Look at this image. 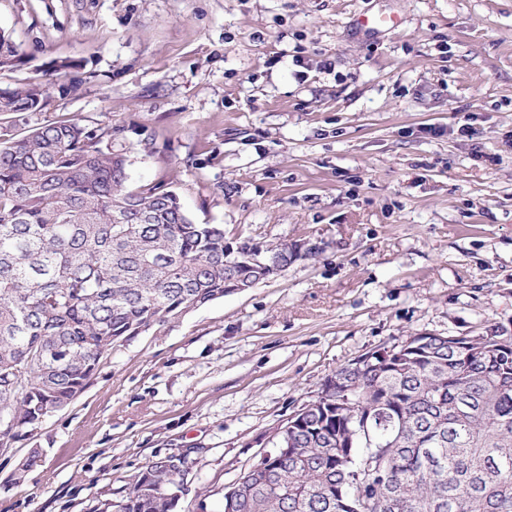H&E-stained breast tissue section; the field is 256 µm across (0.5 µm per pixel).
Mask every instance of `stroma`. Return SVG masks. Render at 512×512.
<instances>
[{"label":"stroma","instance_id":"1","mask_svg":"<svg viewBox=\"0 0 512 512\" xmlns=\"http://www.w3.org/2000/svg\"><path fill=\"white\" fill-rule=\"evenodd\" d=\"M379 9L397 24L357 34ZM0 31L23 58L0 90L79 83L0 140L111 127L130 186L166 181L226 243L297 255L115 343L0 451V512H98L167 454L188 459L177 512H222L340 366L416 334L512 336V0H0Z\"/></svg>","mask_w":512,"mask_h":512}]
</instances>
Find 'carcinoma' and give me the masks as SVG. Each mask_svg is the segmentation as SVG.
<instances>
[{
	"label": "carcinoma",
	"mask_w": 512,
	"mask_h": 512,
	"mask_svg": "<svg viewBox=\"0 0 512 512\" xmlns=\"http://www.w3.org/2000/svg\"><path fill=\"white\" fill-rule=\"evenodd\" d=\"M22 63L0 32V70ZM72 83L7 91L0 116L34 112ZM112 128L63 117L0 142V443L87 387L112 345L262 283L292 264L224 241L158 181L128 186ZM336 369L289 432L288 456L240 476L233 512H512V337L467 349L421 335L390 365ZM183 455H156L101 512H175Z\"/></svg>",
	"instance_id": "carcinoma-1"
}]
</instances>
